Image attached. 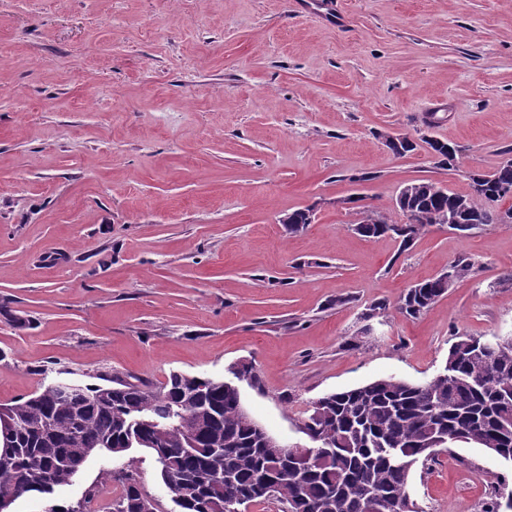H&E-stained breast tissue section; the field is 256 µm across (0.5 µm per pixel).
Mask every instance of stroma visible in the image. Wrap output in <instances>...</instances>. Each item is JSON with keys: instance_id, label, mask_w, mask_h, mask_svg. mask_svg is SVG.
Segmentation results:
<instances>
[{"instance_id": "1", "label": "stroma", "mask_w": 512, "mask_h": 512, "mask_svg": "<svg viewBox=\"0 0 512 512\" xmlns=\"http://www.w3.org/2000/svg\"><path fill=\"white\" fill-rule=\"evenodd\" d=\"M340 7L342 30L296 0H0L1 404L56 380L230 381L249 362L250 416L304 444L322 395L420 383L459 337H512V224H434L404 252L352 229L397 219L410 181L466 194L512 157V0ZM389 135L418 147L396 155ZM427 137L458 146L455 168ZM308 206L303 232L279 224ZM461 257L467 278L400 313ZM108 465L179 512L139 448L91 458L59 499L91 491L111 512ZM502 479L511 466L458 442L410 495L420 512H483ZM454 275L455 273L451 274L448 269L441 274L443 279L448 281H444L439 275L411 285L401 299L400 312L410 317H417L427 311L448 291V285L455 281Z\"/></svg>"}]
</instances>
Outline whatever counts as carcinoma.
I'll return each mask as SVG.
<instances>
[{
	"mask_svg": "<svg viewBox=\"0 0 512 512\" xmlns=\"http://www.w3.org/2000/svg\"><path fill=\"white\" fill-rule=\"evenodd\" d=\"M425 143L437 166L455 167L456 147L434 138ZM470 180L481 181V191H433L421 180L407 204L395 201L413 222L380 218L355 231L394 238L407 250L441 213L455 216L461 233L501 223L494 204L512 191V163ZM447 291L440 276L418 281L399 310L417 317ZM6 408L14 429L0 427V501L54 494L90 457L121 458L141 447L155 457L180 512H232L242 495L249 503L274 498L282 512H419L409 480L439 453L434 443H474L512 463V344L465 337L423 383L381 378L320 397L304 423L316 446L306 461L287 462L265 447L240 393L201 375L174 372L159 390L120 381L64 393L50 385ZM264 473L277 477L271 492L260 485ZM119 480L123 490L112 512H154L133 475L123 472Z\"/></svg>",
	"mask_w": 512,
	"mask_h": 512,
	"instance_id": "cac0c4a2",
	"label": "carcinoma"
}]
</instances>
